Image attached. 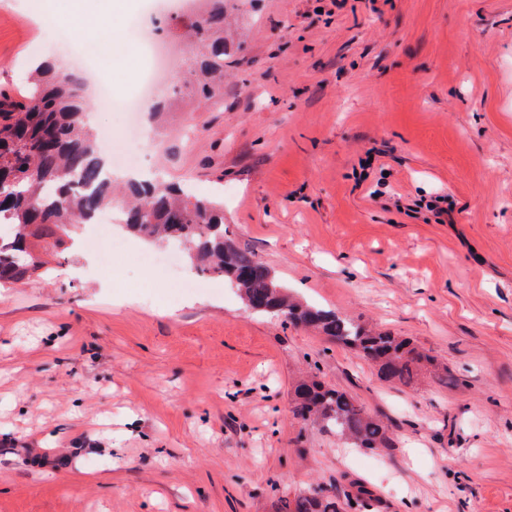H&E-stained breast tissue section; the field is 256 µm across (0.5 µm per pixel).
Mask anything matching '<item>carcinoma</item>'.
I'll use <instances>...</instances> for the list:
<instances>
[{"label":"carcinoma","instance_id":"cac0c4a2","mask_svg":"<svg viewBox=\"0 0 512 512\" xmlns=\"http://www.w3.org/2000/svg\"><path fill=\"white\" fill-rule=\"evenodd\" d=\"M185 24L184 41L193 57L186 95L204 107L224 98V0H202ZM85 79L42 68L13 97L0 92V183L11 194L0 200L8 220L0 236V286L32 280V237L52 236L73 224H87L113 204L112 178L97 133L84 121ZM130 199L122 223L144 240L180 244L194 268L216 275L236 289L248 308H279L288 320L313 328L351 348L389 383L411 384L429 356L406 339L366 329L334 312L292 301L272 271L224 238V203L198 199L160 179L127 182ZM295 412L350 439L357 448L387 445V428L344 391L311 376L294 386ZM372 497L363 485L341 501L312 489L282 501L279 512H363Z\"/></svg>","mask_w":512,"mask_h":512}]
</instances>
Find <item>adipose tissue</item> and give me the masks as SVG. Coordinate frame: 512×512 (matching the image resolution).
I'll return each instance as SVG.
<instances>
[{"label":"adipose tissue","mask_w":512,"mask_h":512,"mask_svg":"<svg viewBox=\"0 0 512 512\" xmlns=\"http://www.w3.org/2000/svg\"><path fill=\"white\" fill-rule=\"evenodd\" d=\"M134 7L133 0H64L63 6H50L45 25L82 37L111 69L129 74L137 69L140 53L124 40L122 29Z\"/></svg>","instance_id":"adipose-tissue-1"}]
</instances>
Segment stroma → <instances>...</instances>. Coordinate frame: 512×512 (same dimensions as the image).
<instances>
[{
  "instance_id": "35a3bbf8",
  "label": "stroma",
  "mask_w": 512,
  "mask_h": 512,
  "mask_svg": "<svg viewBox=\"0 0 512 512\" xmlns=\"http://www.w3.org/2000/svg\"><path fill=\"white\" fill-rule=\"evenodd\" d=\"M45 0H0V88L57 44L136 88ZM224 101L146 113L166 180L224 201V236L289 293L409 337L383 381L323 334L245 308L122 224L33 240L49 270L0 288V512H277L363 484L370 512H512V0H224ZM445 198L436 218L428 201ZM311 372L389 427L373 452L292 411ZM98 227V235L88 242L91 249L104 251L111 247L110 228L112 224V213L110 211L99 214L95 219Z\"/></svg>"
}]
</instances>
